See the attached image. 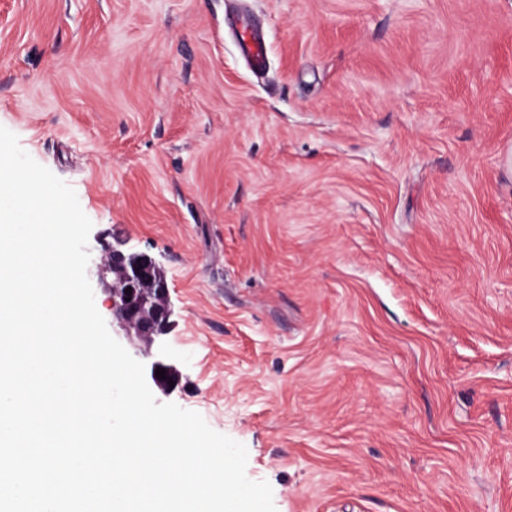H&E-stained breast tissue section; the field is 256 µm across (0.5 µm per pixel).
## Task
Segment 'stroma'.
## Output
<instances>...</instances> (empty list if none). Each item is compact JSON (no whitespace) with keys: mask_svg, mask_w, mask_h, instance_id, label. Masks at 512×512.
<instances>
[{"mask_svg":"<svg viewBox=\"0 0 512 512\" xmlns=\"http://www.w3.org/2000/svg\"><path fill=\"white\" fill-rule=\"evenodd\" d=\"M0 126L276 512H512V0H0ZM97 271L103 279L112 274L113 321L149 343L165 335L171 316L168 287L152 257L112 249L100 256ZM127 287L131 295L125 293Z\"/></svg>","mask_w":512,"mask_h":512,"instance_id":"35a3bbf8","label":"stroma"}]
</instances>
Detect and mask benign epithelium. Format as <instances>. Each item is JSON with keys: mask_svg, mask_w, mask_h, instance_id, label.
<instances>
[{"mask_svg": "<svg viewBox=\"0 0 512 512\" xmlns=\"http://www.w3.org/2000/svg\"><path fill=\"white\" fill-rule=\"evenodd\" d=\"M102 278L112 275V319L137 338L149 343L165 335L171 309L168 287L155 260L145 253L124 254L106 251L97 264ZM131 289L126 294L125 289ZM166 371V378L156 376L157 369ZM153 382L166 390L170 384H179V376L172 366L156 358L150 363Z\"/></svg>", "mask_w": 512, "mask_h": 512, "instance_id": "1", "label": "benign epithelium"}]
</instances>
